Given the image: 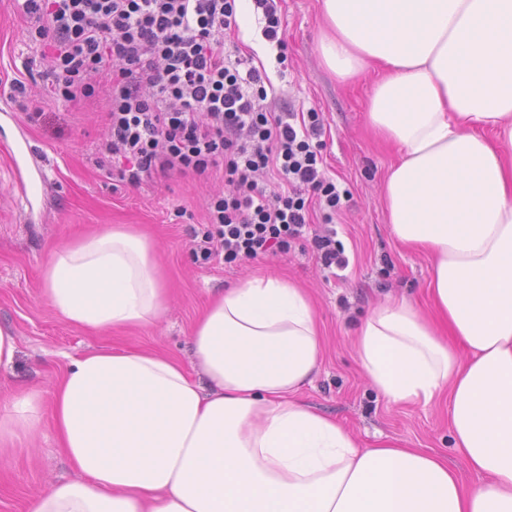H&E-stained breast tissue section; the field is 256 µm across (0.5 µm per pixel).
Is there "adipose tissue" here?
<instances>
[{
	"instance_id": "ef3b65f1",
	"label": "adipose tissue",
	"mask_w": 512,
	"mask_h": 512,
	"mask_svg": "<svg viewBox=\"0 0 512 512\" xmlns=\"http://www.w3.org/2000/svg\"><path fill=\"white\" fill-rule=\"evenodd\" d=\"M325 66L376 79L366 122L394 156L393 237L431 260L429 307L389 297L353 340L396 403L448 399L447 458L386 436L363 445L301 394L324 358L308 292L269 270L197 318L191 365L146 348L67 358L52 400L78 472L28 512H512V0H319ZM63 320L152 327L169 292L155 246L115 224L60 242L43 271ZM40 423L38 392L0 394V445Z\"/></svg>"
}]
</instances>
